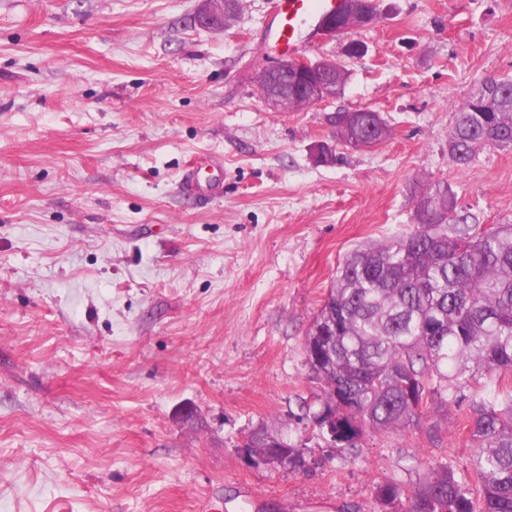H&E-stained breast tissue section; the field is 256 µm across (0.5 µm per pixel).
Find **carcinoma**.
Masks as SVG:
<instances>
[{
    "label": "carcinoma",
    "mask_w": 512,
    "mask_h": 512,
    "mask_svg": "<svg viewBox=\"0 0 512 512\" xmlns=\"http://www.w3.org/2000/svg\"><path fill=\"white\" fill-rule=\"evenodd\" d=\"M275 87L290 109L314 105L291 78L276 77ZM377 119L364 107L347 132L341 110L327 117L337 139L372 146L386 140ZM450 137L458 169L480 144L512 150V79L483 82L454 113ZM415 220L414 230L338 263L313 321L326 333L313 376L324 409L336 410V443L348 449L368 428L403 430L427 419L434 401L457 405L465 389L481 388L458 422L473 448L467 464L427 468L408 512H512V224L477 223L439 183L417 197ZM402 495L395 483L376 492L383 505Z\"/></svg>",
    "instance_id": "carcinoma-1"
}]
</instances>
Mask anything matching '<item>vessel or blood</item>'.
Returning <instances> with one entry per match:
<instances>
[{"instance_id": "obj_1", "label": "vessel or blood", "mask_w": 512, "mask_h": 512, "mask_svg": "<svg viewBox=\"0 0 512 512\" xmlns=\"http://www.w3.org/2000/svg\"><path fill=\"white\" fill-rule=\"evenodd\" d=\"M341 6V0H276L272 34L289 56H296L302 44L316 43L319 20Z\"/></svg>"}]
</instances>
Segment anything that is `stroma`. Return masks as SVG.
Wrapping results in <instances>:
<instances>
[{
	"label": "stroma",
	"mask_w": 512,
	"mask_h": 512,
	"mask_svg": "<svg viewBox=\"0 0 512 512\" xmlns=\"http://www.w3.org/2000/svg\"><path fill=\"white\" fill-rule=\"evenodd\" d=\"M273 3L221 31L198 0H0V512H405L377 485L466 462L442 403L325 440L303 339L346 252L414 227L428 184L512 224V150L448 156L454 109L512 77V0H381L306 53L343 61L344 92L290 112L254 80L281 58ZM362 107L389 135L353 149L327 117ZM261 429L308 468L249 462Z\"/></svg>",
	"instance_id": "stroma-1"
}]
</instances>
